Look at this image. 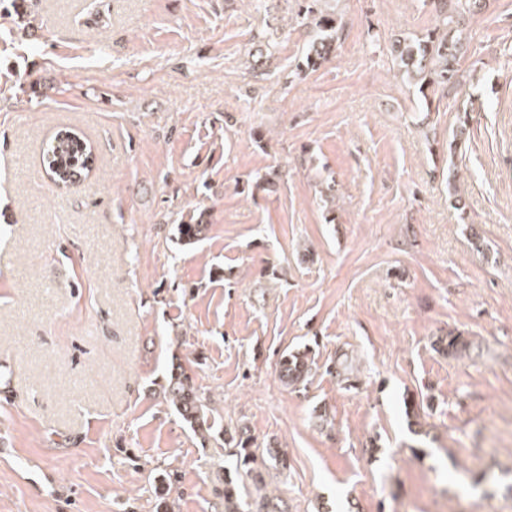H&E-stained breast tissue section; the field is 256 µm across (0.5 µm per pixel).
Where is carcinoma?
I'll return each instance as SVG.
<instances>
[{"instance_id": "carcinoma-1", "label": "carcinoma", "mask_w": 512, "mask_h": 512, "mask_svg": "<svg viewBox=\"0 0 512 512\" xmlns=\"http://www.w3.org/2000/svg\"><path fill=\"white\" fill-rule=\"evenodd\" d=\"M439 25L416 38H397L391 45L392 56L397 62L407 83L414 87L424 106H432L438 94L460 84L459 60L464 54L461 39L448 38L446 28L460 24V18L473 11L479 0H435ZM314 15L316 36L310 44L297 70L305 72L320 66L333 51L342 29L341 19L334 13L306 8ZM205 231L199 221H184L176 225V242L190 247L198 242ZM280 378L287 385H296L309 373L308 353L285 352L280 358ZM167 393L180 418L189 428L200 435L211 433L218 427L215 416L205 402L191 376L182 366H172ZM224 447L230 457L236 459L235 474L252 472L255 457L244 433L224 438ZM224 512H241V496L235 478L224 479Z\"/></svg>"}]
</instances>
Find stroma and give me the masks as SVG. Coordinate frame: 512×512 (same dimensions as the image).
<instances>
[{
  "mask_svg": "<svg viewBox=\"0 0 512 512\" xmlns=\"http://www.w3.org/2000/svg\"><path fill=\"white\" fill-rule=\"evenodd\" d=\"M317 6L343 29L305 74V0H0V512H155L169 472V512H224L175 363L283 512H512V0L429 110L390 53L429 0ZM61 128L96 148L68 187ZM205 224L199 221H183L176 224V242L182 247H190L198 242L205 231ZM280 378L286 385H296L309 373L308 353L303 351L284 352L280 358ZM166 390L178 415L194 433L204 437V433L210 434L217 429L218 422L210 412L203 393L181 365L172 364Z\"/></svg>",
  "mask_w": 512,
  "mask_h": 512,
  "instance_id": "obj_1",
  "label": "stroma"
}]
</instances>
